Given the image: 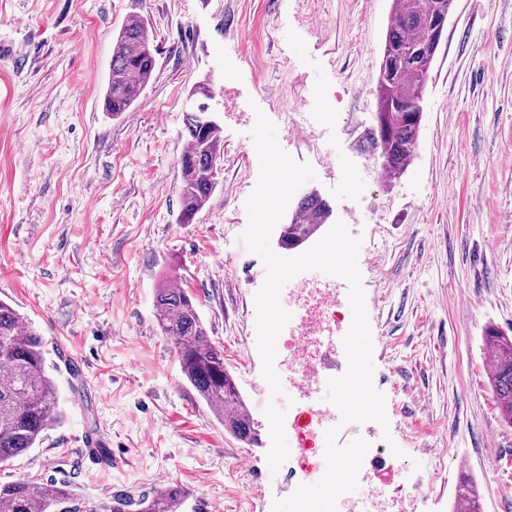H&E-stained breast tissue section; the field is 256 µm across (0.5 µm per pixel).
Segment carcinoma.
<instances>
[{
  "label": "carcinoma",
  "instance_id": "obj_1",
  "mask_svg": "<svg viewBox=\"0 0 512 512\" xmlns=\"http://www.w3.org/2000/svg\"><path fill=\"white\" fill-rule=\"evenodd\" d=\"M450 13L448 0H394L380 64L379 112L372 132L381 168L393 179L411 159L419 138L423 113L413 108L425 91L431 67L418 61L434 49V21ZM151 28L142 20L123 25L112 40V63L104 96L105 110L117 116L130 111L149 85L156 66ZM198 111L184 115L181 137L186 149L180 157L179 221L190 224L219 185L218 168L224 156V138L215 121L199 122ZM329 217V207L318 195L302 198L294 216L284 225L281 244L296 249L306 243ZM156 320L162 335L175 348L180 371L199 397L214 411L224 429L243 442L257 441L250 415L234 378L224 367V353L209 338L194 297L166 282L154 294ZM486 350L494 366L490 376L504 420L512 424V338L490 332ZM58 390L49 374L40 333L11 303L0 299V464L35 447L61 419ZM455 498L481 512L476 483L461 478ZM73 484L54 480L17 479L0 482V512H72ZM183 500L178 486H168L151 497L120 494L112 497L109 512H179Z\"/></svg>",
  "mask_w": 512,
  "mask_h": 512
}]
</instances>
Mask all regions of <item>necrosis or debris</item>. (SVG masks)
<instances>
[{
    "label": "necrosis or debris",
    "mask_w": 512,
    "mask_h": 512,
    "mask_svg": "<svg viewBox=\"0 0 512 512\" xmlns=\"http://www.w3.org/2000/svg\"><path fill=\"white\" fill-rule=\"evenodd\" d=\"M280 303L292 314L288 329L278 336L285 351L280 380L284 395L299 401L288 454L313 484L326 472V432L342 421L340 410L326 399V368L336 356V338L343 328L342 302L333 281L316 279L294 282ZM387 457L385 449H370V477L360 479L357 490L339 498L337 512H413L417 489L400 491L394 497L376 481Z\"/></svg>",
    "instance_id": "4bbe7bcc"
}]
</instances>
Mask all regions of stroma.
Here are the masks:
<instances>
[{"label":"stroma","mask_w":512,"mask_h":512,"mask_svg":"<svg viewBox=\"0 0 512 512\" xmlns=\"http://www.w3.org/2000/svg\"><path fill=\"white\" fill-rule=\"evenodd\" d=\"M392 0H0V298L41 334L63 421L0 467V481L66 479L80 512L115 494L186 492L185 512H272L289 476L290 408L263 406L255 296L266 268L242 239L260 163L257 114L361 238L357 264L387 426L338 435L394 442L392 485L416 512H453L461 476L483 512H512V425L483 370L485 333L512 336V0H455L424 98L418 146L377 178L380 52ZM146 17L153 77L133 111L104 110L112 39ZM224 136L221 184L179 221L184 113L196 83ZM302 103V136L287 110ZM175 279L197 300L258 441L226 433L184 381L156 323ZM73 350L69 370L60 351ZM103 432L91 463L81 438Z\"/></svg>","instance_id":"1"}]
</instances>
